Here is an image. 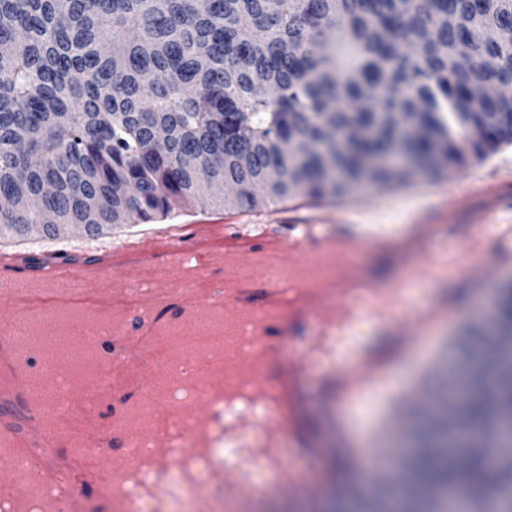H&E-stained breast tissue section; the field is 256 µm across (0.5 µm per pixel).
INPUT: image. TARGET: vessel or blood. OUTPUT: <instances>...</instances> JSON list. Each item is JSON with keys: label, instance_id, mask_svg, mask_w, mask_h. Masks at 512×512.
I'll return each instance as SVG.
<instances>
[{"label": "vessel or blood", "instance_id": "obj_1", "mask_svg": "<svg viewBox=\"0 0 512 512\" xmlns=\"http://www.w3.org/2000/svg\"><path fill=\"white\" fill-rule=\"evenodd\" d=\"M494 217L488 234L483 217ZM440 239L467 252L492 254L512 263V198L495 195L469 214L468 225L363 224H186L177 235L143 245L124 242L109 249L61 255H19L0 251V463L12 464L28 481L60 488L64 465L48 466L49 448L82 449L81 480L93 489L100 461L132 451L127 417L138 387L123 382L102 395L67 399L64 410L90 426L80 439L60 430L47 393L64 384L62 368L35 336L66 334L51 321L58 310L80 309L84 337L96 345L104 378L120 375L129 352L187 329H202L215 305L212 287L224 284V260L243 256L254 268L231 288L238 311L264 318L263 342L270 359L250 378V388L225 397L244 403L243 414L227 419L224 441L242 451L225 462L224 493L238 499L259 480L241 473L255 458L293 460L279 469V485L296 492L304 466H317L322 427L336 429V448L357 401L379 387L393 362L410 351L437 315L455 311V302L438 299L421 308L404 301V270L427 271L434 259L420 255L422 244ZM337 267L348 287L331 289L328 299L304 286L306 272ZM386 330L381 343L359 338L364 323Z\"/></svg>", "mask_w": 512, "mask_h": 512}]
</instances>
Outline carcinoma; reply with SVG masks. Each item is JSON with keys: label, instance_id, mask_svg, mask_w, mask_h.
<instances>
[{"label": "carcinoma", "instance_id": "obj_1", "mask_svg": "<svg viewBox=\"0 0 512 512\" xmlns=\"http://www.w3.org/2000/svg\"><path fill=\"white\" fill-rule=\"evenodd\" d=\"M0 47V234H98L226 185L250 209L258 186L343 196L403 178L367 167L395 143L434 173L512 143V96L482 94L512 83V0H0ZM478 379L465 424L512 448V381ZM457 474L436 427L407 467L429 512ZM464 477L471 512H512V465L475 447Z\"/></svg>", "mask_w": 512, "mask_h": 512}]
</instances>
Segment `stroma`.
<instances>
[{"mask_svg":"<svg viewBox=\"0 0 512 512\" xmlns=\"http://www.w3.org/2000/svg\"><path fill=\"white\" fill-rule=\"evenodd\" d=\"M487 185L502 194L512 192V144L502 145L481 162L451 168L437 176L416 172L391 190L367 188L344 198L296 196L250 210L232 204L235 190L230 187L224 192L226 201L222 204L182 207L150 222L115 224L96 235L74 226L67 227L57 239L6 235L0 237V250L39 254L71 245L105 248L178 225L256 220L274 211L281 218L302 223L332 224L344 216L381 224H444L448 221L449 197L467 199L476 188ZM462 266L470 268L472 282H462L458 272ZM510 281L512 265L499 266L491 259L478 261L465 254L458 267L438 263L426 276L407 277L406 300L410 305L423 306L447 296L453 288L460 292L456 313L441 315L389 371L384 387L366 393L358 401V419L345 433V466H338L331 446L321 448L329 468L340 471V493L324 502L303 496L285 500L277 496L275 477L268 474L259 512H379L389 497L416 498V483L395 472L398 444L412 440L411 425L430 417L436 406H447L449 414L458 415L457 402L443 393L442 386L470 356L475 339L486 330L485 317L491 316L498 305L501 286Z\"/></svg>","mask_w":512,"mask_h":512,"instance_id":"35a3bbf8","label":"stroma"}]
</instances>
